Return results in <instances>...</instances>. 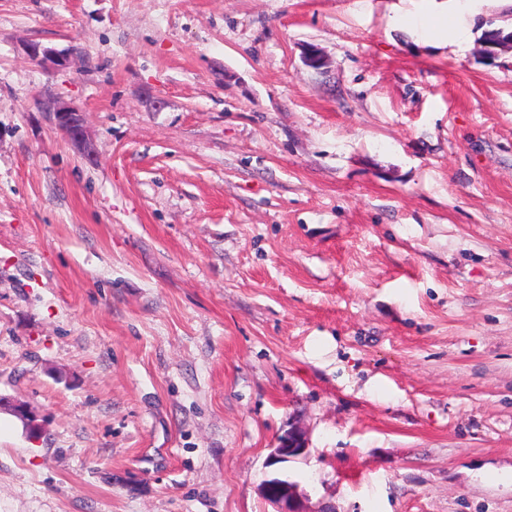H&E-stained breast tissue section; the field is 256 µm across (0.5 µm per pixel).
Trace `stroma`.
Masks as SVG:
<instances>
[{"label":"stroma","mask_w":512,"mask_h":512,"mask_svg":"<svg viewBox=\"0 0 512 512\" xmlns=\"http://www.w3.org/2000/svg\"><path fill=\"white\" fill-rule=\"evenodd\" d=\"M440 4L0 0V512H512V0ZM55 125L73 144L90 149L82 114L73 108L61 107L55 111ZM308 438L305 430L299 425H292L288 432L277 440L272 457L279 462L303 456L308 451ZM264 497L276 507L274 512H309L305 495L296 482L274 477L264 485Z\"/></svg>","instance_id":"stroma-1"}]
</instances>
